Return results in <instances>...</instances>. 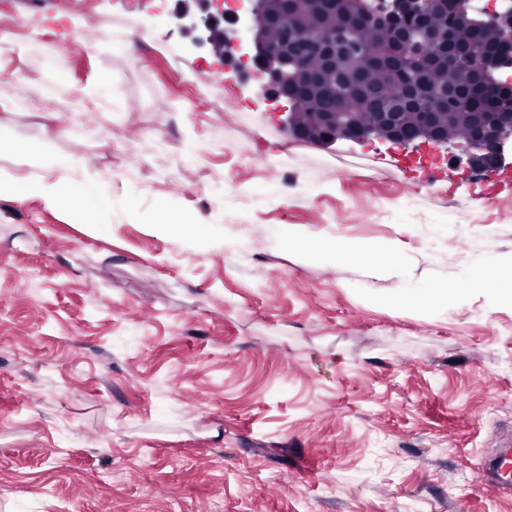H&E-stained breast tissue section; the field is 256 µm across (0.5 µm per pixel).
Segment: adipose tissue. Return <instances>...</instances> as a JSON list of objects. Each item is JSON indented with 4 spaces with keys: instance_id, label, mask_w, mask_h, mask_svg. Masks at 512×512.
<instances>
[{
    "instance_id": "obj_1",
    "label": "adipose tissue",
    "mask_w": 512,
    "mask_h": 512,
    "mask_svg": "<svg viewBox=\"0 0 512 512\" xmlns=\"http://www.w3.org/2000/svg\"><path fill=\"white\" fill-rule=\"evenodd\" d=\"M30 88L34 94L67 106L77 115L85 112L89 101L98 112H109L117 107L107 83L79 88L58 71L50 79L31 83ZM23 159L28 160L30 172L23 176L14 174L13 165ZM99 179V172L92 170L84 159L56 154L49 138L15 142L0 139V197L33 196L47 211L65 215L100 233L106 231L107 226L101 201L94 192ZM270 241L275 247L285 244L294 247L307 263L339 271L372 268L398 277L407 268L419 264L417 255L401 250L397 242L356 244L343 233L305 225L271 228ZM336 285L358 292L367 303L387 300L405 309L443 316L449 309L465 304L473 294L486 295L493 303H512V256L482 259L465 270L451 287L434 281H417L404 293L387 297L372 288H358L353 280L344 277L337 279Z\"/></svg>"
}]
</instances>
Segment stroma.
I'll return each instance as SVG.
<instances>
[{"label":"stroma","mask_w":512,"mask_h":512,"mask_svg":"<svg viewBox=\"0 0 512 512\" xmlns=\"http://www.w3.org/2000/svg\"><path fill=\"white\" fill-rule=\"evenodd\" d=\"M165 4L0 0V31L41 51L0 62V95L40 79L46 57L124 103L0 122L50 131L141 209L100 236L0 199V512H512V490L484 477L512 432V305L476 295L437 318L366 304L268 236L334 225L426 251L424 225L458 200L475 250L448 240L415 271L452 282L512 252V180L489 199L446 167L431 193L385 145L289 136L264 107L240 110ZM145 212L194 231L150 233ZM213 225L247 242L237 262L208 250ZM114 468L126 482L106 480Z\"/></svg>","instance_id":"stroma-1"}]
</instances>
